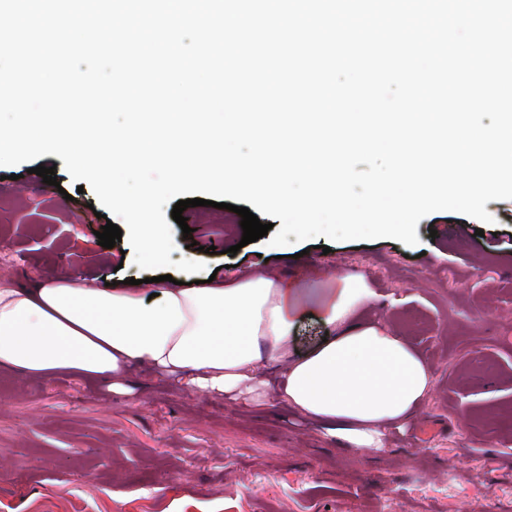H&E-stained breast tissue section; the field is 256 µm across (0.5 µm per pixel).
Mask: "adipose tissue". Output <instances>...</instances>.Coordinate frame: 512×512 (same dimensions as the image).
<instances>
[{"label":"adipose tissue","mask_w":512,"mask_h":512,"mask_svg":"<svg viewBox=\"0 0 512 512\" xmlns=\"http://www.w3.org/2000/svg\"><path fill=\"white\" fill-rule=\"evenodd\" d=\"M336 285L253 273L189 287L88 288L75 276L21 284L0 277V367L28 377L124 379L142 366L207 395L258 394L270 371L277 395L348 447L376 450L431 386L405 337L363 319L375 289L339 272ZM313 300L328 327L300 352L294 334Z\"/></svg>","instance_id":"1"}]
</instances>
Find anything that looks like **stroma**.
<instances>
[{
  "instance_id": "obj_1",
  "label": "stroma",
  "mask_w": 512,
  "mask_h": 512,
  "mask_svg": "<svg viewBox=\"0 0 512 512\" xmlns=\"http://www.w3.org/2000/svg\"><path fill=\"white\" fill-rule=\"evenodd\" d=\"M37 162L55 168L57 185L27 164L0 166V276L148 278L128 241L99 245L93 190L59 156ZM485 209L494 224L430 214L415 246L321 236L278 248L242 244L237 213L186 208L191 233L173 227L171 259L205 269L173 279L344 269L384 295L368 316L420 352L431 392L384 448L363 452L276 398L211 397L137 367L124 393L1 367L0 512H512V200ZM219 242L227 253H210ZM391 296L402 305L389 307Z\"/></svg>"
}]
</instances>
